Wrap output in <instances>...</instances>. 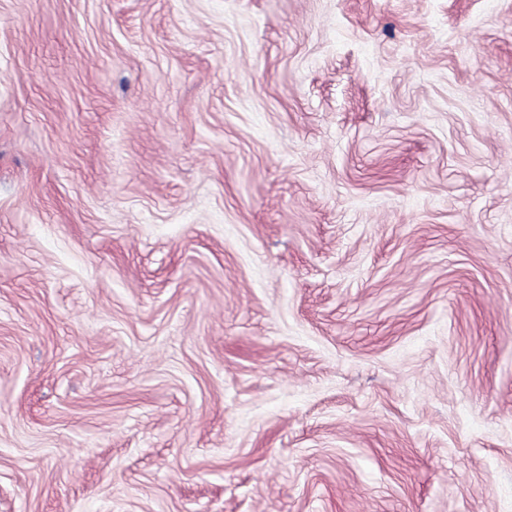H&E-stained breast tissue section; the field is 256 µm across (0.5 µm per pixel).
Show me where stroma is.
<instances>
[{
    "instance_id": "1",
    "label": "stroma",
    "mask_w": 512,
    "mask_h": 512,
    "mask_svg": "<svg viewBox=\"0 0 512 512\" xmlns=\"http://www.w3.org/2000/svg\"><path fill=\"white\" fill-rule=\"evenodd\" d=\"M0 512H512V0H0Z\"/></svg>"
}]
</instances>
